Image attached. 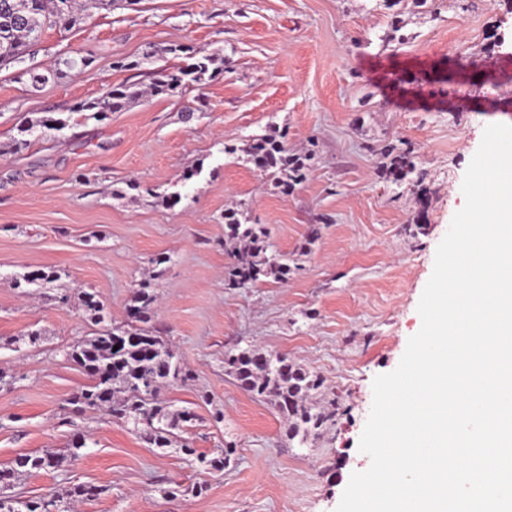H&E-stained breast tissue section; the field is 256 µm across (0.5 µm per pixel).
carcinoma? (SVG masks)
Returning a JSON list of instances; mask_svg holds the SVG:
<instances>
[{
    "label": "carcinoma",
    "mask_w": 512,
    "mask_h": 512,
    "mask_svg": "<svg viewBox=\"0 0 512 512\" xmlns=\"http://www.w3.org/2000/svg\"><path fill=\"white\" fill-rule=\"evenodd\" d=\"M85 21L75 0H0V66L10 64L32 51L47 27L61 25L72 28ZM190 53V62L166 67L158 72L150 86L154 96L183 97L188 90L201 86L214 78L211 70L213 58L189 47L150 46L137 60L121 59L116 67L135 69L144 62L168 54ZM88 56L64 55L55 66L43 71L28 69V81L37 90L52 80L59 79L88 66ZM144 92L134 84L113 86L107 93L93 100L82 101L73 111L84 119L101 121L112 112L142 98ZM71 127L70 118L45 115L30 120L18 128L15 150L29 147L31 140L45 136L64 135ZM252 159L268 172L275 182L284 178H299L305 168L304 159L288 154L274 136L256 139L251 151ZM228 236L249 242V248L238 255L229 269V281L237 286L253 284L263 278L282 280L288 277L290 266L273 255H266L262 232L253 224H243L235 216L226 217ZM58 276L44 271L38 279L22 275L16 286L44 287ZM82 304L90 323L96 326L93 335L73 344L68 351L88 377L89 383L75 398L74 403L86 408L105 411L133 425L140 436L154 448H177L192 457L197 467L221 470L233 452L224 448L220 455L211 457L179 440L177 431L184 424L195 420V413L188 409L171 410L158 401L159 389L164 385L187 379L181 363L171 347L160 336L145 327L154 314L155 297L149 286L136 289L129 311L134 324L114 327L105 304L96 295L84 292ZM227 372L247 393L274 401L287 426L288 440L304 446L333 420L336 402L331 400L316 412L311 399L322 392L324 379L306 368L293 363L286 356L265 354L258 349H245L227 355L224 360ZM87 447L86 438L76 434L65 454H25L17 457L11 466L0 469V491L11 487L15 473L25 471H56L64 464L80 457V450ZM101 493V489L88 485H73L63 493L53 492L43 497L21 501L0 495V512H68L70 505Z\"/></svg>",
    "instance_id": "cac0c4a2"
}]
</instances>
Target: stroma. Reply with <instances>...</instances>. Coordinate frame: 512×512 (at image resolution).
I'll use <instances>...</instances> for the list:
<instances>
[{"label":"stroma","mask_w":512,"mask_h":512,"mask_svg":"<svg viewBox=\"0 0 512 512\" xmlns=\"http://www.w3.org/2000/svg\"><path fill=\"white\" fill-rule=\"evenodd\" d=\"M151 45L190 46L223 64L183 97L144 98L12 150L25 120L70 115L122 82L148 86L174 56L134 70L113 63ZM64 53L93 62L38 90L20 80ZM509 59L512 0H141L46 29L34 54L0 67V465L91 436L78 461L19 475L13 494L87 483L103 492L78 512H335L351 475L371 464L359 439L372 382L421 328L418 304L465 204L466 169L488 125H512ZM270 133L311 157L285 192L244 153ZM391 149L414 166L400 182L385 168ZM199 160L202 172L184 180ZM128 181L138 189L115 196ZM165 190L185 196L162 206L155 195ZM232 207L262 227L271 253L299 256L287 280L229 284ZM39 269L59 274L56 287L12 284ZM148 277L150 327L191 371L159 398L194 408L184 436L197 451L233 444L223 470H197L72 403L88 377L67 352L91 333L78 293H96L122 326ZM31 329L39 345L27 342ZM251 346L324 378L336 419L309 447H289L276 409L227 373L225 352Z\"/></svg>","instance_id":"35a3bbf8"}]
</instances>
